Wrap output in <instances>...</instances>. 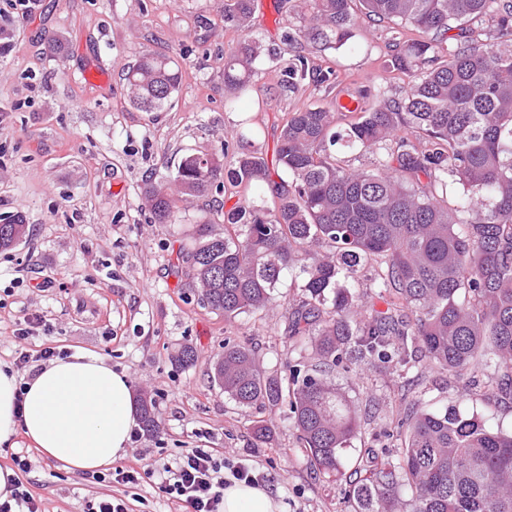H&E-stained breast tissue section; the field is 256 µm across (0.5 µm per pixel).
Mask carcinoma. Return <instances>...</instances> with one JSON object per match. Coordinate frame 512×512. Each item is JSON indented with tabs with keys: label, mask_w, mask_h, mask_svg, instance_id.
Returning a JSON list of instances; mask_svg holds the SVG:
<instances>
[{
	"label": "carcinoma",
	"mask_w": 512,
	"mask_h": 512,
	"mask_svg": "<svg viewBox=\"0 0 512 512\" xmlns=\"http://www.w3.org/2000/svg\"><path fill=\"white\" fill-rule=\"evenodd\" d=\"M284 2L297 19L290 45L355 50L360 15L397 26L388 66L408 87L395 98L374 83L353 112L310 105L288 113L271 161L250 127L221 153H188L143 182L153 222L175 224L178 203L225 187L230 172L238 199L224 210V234L203 217L195 245L181 253L200 304L224 320L276 302L285 272L303 276L286 334L318 364L266 373L228 339L214 382L240 408L288 416L311 467L343 485L352 512H512V433L474 411L425 410L418 398L398 424L405 435L396 456L383 449L347 465L362 416L334 381L359 362L413 373L424 357L469 391L490 359L500 376L487 399L512 400V0ZM251 15V0H224V26L244 32L224 51L230 108L258 73ZM485 16L495 20L490 43L477 45L464 29ZM310 70L309 57L295 54L280 91H303ZM123 79L137 109L158 112L180 87L179 56L140 51ZM352 150L373 156L372 167H345ZM280 172L288 180L276 182ZM25 237L22 216L0 217V249ZM374 258L383 264L382 309L357 291ZM140 411L144 430L156 431L155 403L141 400Z\"/></svg>",
	"instance_id": "obj_1"
}]
</instances>
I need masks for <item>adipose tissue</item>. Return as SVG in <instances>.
<instances>
[{
    "label": "adipose tissue",
    "mask_w": 512,
    "mask_h": 512,
    "mask_svg": "<svg viewBox=\"0 0 512 512\" xmlns=\"http://www.w3.org/2000/svg\"><path fill=\"white\" fill-rule=\"evenodd\" d=\"M136 423L132 386L101 358L73 353L26 377L0 364V447L24 436L46 459L90 472L123 456ZM224 512H283L265 487L232 481Z\"/></svg>",
    "instance_id": "ef3b65f1"
}]
</instances>
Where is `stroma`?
I'll use <instances>...</instances> for the list:
<instances>
[{"label": "stroma", "mask_w": 512, "mask_h": 512, "mask_svg": "<svg viewBox=\"0 0 512 512\" xmlns=\"http://www.w3.org/2000/svg\"><path fill=\"white\" fill-rule=\"evenodd\" d=\"M293 23L280 0H254L253 32L264 54L260 71L237 110L224 108L225 49L242 35L224 24V0H39L23 20L0 16L10 48L0 55V215H22L29 229L16 248L0 250V362L13 363L16 323L39 315L50 331L30 337L31 354L83 352L125 373L135 398L153 399L159 429L129 444L134 456L174 463L195 448L217 456L254 460L284 512H346L341 486L315 475L296 431L277 412L242 410L212 381L225 339L246 344L268 371H284L300 358L285 335L287 307L302 295L301 277L285 275L274 306L232 322L203 308L191 279L178 273L176 253L192 243L200 205L179 224H155L140 195L145 177L165 174L182 155L214 153L232 140L242 118L261 128L257 148L272 157L289 112L305 104L334 105L357 88L382 82L402 96L408 79L390 71L387 24L359 20L357 50L315 52L312 62L334 71L332 88L307 85L277 92L292 56L284 36ZM190 56L177 94L158 112L133 107L124 68L144 49ZM195 350L191 366L172 357ZM462 396L461 383L432 368L418 387L392 369L355 366L337 381L368 418L344 454L397 449L383 429L402 400L416 392L435 407L457 405L487 415L512 431V403H488L484 387ZM273 422L270 442L255 441L254 422ZM25 456L18 479L42 512H88L105 496L125 500L131 512H179L155 484L115 482L111 469L82 472L45 459L18 440L0 447V467Z\"/></svg>", "instance_id": "stroma-1"}]
</instances>
